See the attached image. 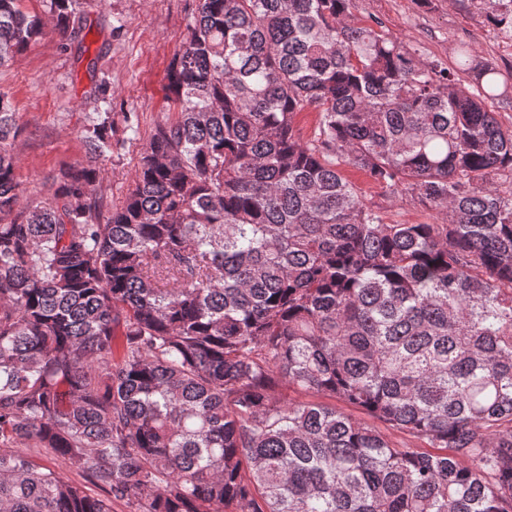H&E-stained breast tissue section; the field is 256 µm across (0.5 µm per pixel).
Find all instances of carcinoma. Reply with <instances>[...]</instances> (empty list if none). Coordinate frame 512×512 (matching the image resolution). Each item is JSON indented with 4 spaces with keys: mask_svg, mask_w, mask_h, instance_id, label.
Returning a JSON list of instances; mask_svg holds the SVG:
<instances>
[{
    "mask_svg": "<svg viewBox=\"0 0 512 512\" xmlns=\"http://www.w3.org/2000/svg\"><path fill=\"white\" fill-rule=\"evenodd\" d=\"M22 2L0 67L44 33ZM469 2L512 40V0ZM49 6L84 42L79 0ZM357 7L198 0L177 117L111 207L101 56L47 198L21 201L0 94V512H512V126L487 109L512 73L465 41L425 62ZM344 164L436 221L385 222Z\"/></svg>",
    "mask_w": 512,
    "mask_h": 512,
    "instance_id": "cac0c4a2",
    "label": "carcinoma"
}]
</instances>
